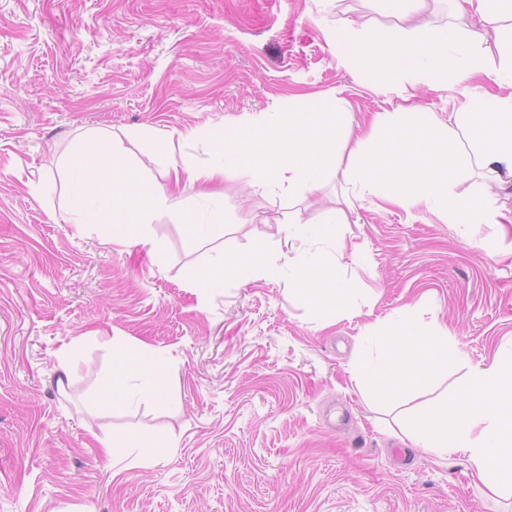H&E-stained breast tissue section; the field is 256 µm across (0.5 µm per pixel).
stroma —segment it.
I'll list each match as a JSON object with an SVG mask.
<instances>
[{
    "mask_svg": "<svg viewBox=\"0 0 512 512\" xmlns=\"http://www.w3.org/2000/svg\"><path fill=\"white\" fill-rule=\"evenodd\" d=\"M339 22L401 26L378 0H0V512H512V490L492 493L464 454L422 453L403 433L442 419L470 366L512 351V224L370 194L332 237L269 238L321 223L347 189L337 157L311 192L182 184L146 245L70 220L64 162L90 129L162 185L160 136L202 165L225 121L303 96H336L364 129L407 87L440 124L512 96L483 74L449 90L350 68L327 39ZM191 219L221 222L223 240ZM259 253L273 274L225 272L223 256ZM311 255L351 286L326 327L283 262ZM397 315L447 327L461 358L389 398L354 376L378 352L368 334ZM134 347L165 360V399L88 409ZM131 431L170 447L103 454L100 440Z\"/></svg>",
    "mask_w": 512,
    "mask_h": 512,
    "instance_id": "1",
    "label": "stroma"
}]
</instances>
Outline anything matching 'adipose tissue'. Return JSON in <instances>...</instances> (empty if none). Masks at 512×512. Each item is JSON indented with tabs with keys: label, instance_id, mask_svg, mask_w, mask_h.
<instances>
[{
	"label": "adipose tissue",
	"instance_id": "ef3b65f1",
	"mask_svg": "<svg viewBox=\"0 0 512 512\" xmlns=\"http://www.w3.org/2000/svg\"><path fill=\"white\" fill-rule=\"evenodd\" d=\"M331 38L349 67H378L390 77L428 78L450 88L465 71L497 82L512 77V53L503 56L500 66H492L481 50V28L422 25L369 38L340 24ZM459 129L477 134L476 157L455 150L453 138ZM352 131V113L332 95L294 102L275 121L257 119L247 129L228 121L221 160L204 166L171 160L166 189L144 183L110 139L91 132L67 161V176L75 188L70 209L76 223L111 229L113 241L138 238L155 213L174 209L185 181L232 177L258 189L283 183L292 191L318 188L339 138ZM396 162L410 166L412 175L392 183L389 201L405 208L425 206L451 223H504L505 214L472 204L457 187L474 163L488 172L493 185H512V96L469 101L450 127L437 125L414 105L379 114L349 152L343 177L352 193L344 197L342 206L328 209L322 224H280L277 234L326 237L333 225L346 222L345 210L353 206L355 196L391 183L389 173ZM299 277L310 297L331 294L330 308L318 316L321 325H328L350 289L348 281L338 280L335 289H327L328 275L317 261L302 264ZM381 349L379 360L362 366L361 374L385 394L418 373L431 374L447 366L452 355L447 330L430 332L412 323L390 324ZM135 376L144 381L137 389L129 385ZM165 377L166 369L154 353L129 350L114 359L99 398L113 403L157 400L164 395ZM407 437L426 453H467L473 471L491 490L512 487V354L470 367L469 388L451 400L445 422L421 417Z\"/></svg>",
	"mask_w": 512,
	"mask_h": 512
}]
</instances>
